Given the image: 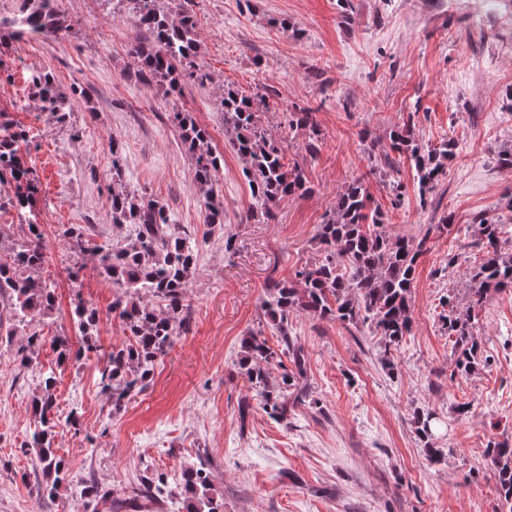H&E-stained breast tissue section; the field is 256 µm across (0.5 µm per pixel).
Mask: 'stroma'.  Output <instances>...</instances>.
<instances>
[{"label": "stroma", "mask_w": 512, "mask_h": 512, "mask_svg": "<svg viewBox=\"0 0 512 512\" xmlns=\"http://www.w3.org/2000/svg\"><path fill=\"white\" fill-rule=\"evenodd\" d=\"M62 7L70 24L64 39L0 42L11 73L0 81V112L28 133L21 149L39 183L34 221L52 256L41 275L58 300L55 315L34 326L41 342L28 344L20 333L0 344V512H94L79 495L85 482L128 488L161 472L174 483L199 463L224 512H512L482 456L488 441L512 442V289L488 292L472 310L465 274L482 259L474 217L512 213V168L496 163L498 151H512V0H493L482 12L471 0H193L198 61L211 81L185 85L177 97L139 78L126 13L108 12L102 0ZM39 68L63 88L87 91L71 126L39 110L29 82ZM228 88L248 96L276 90L261 125L309 186L280 200L268 219L251 216L243 162L224 132ZM295 103L314 110L316 153L306 149L307 131L288 127L285 110ZM175 107L205 127L224 156L223 229L205 223L193 161L169 120ZM404 125L424 146L459 144L445 179L424 197L409 160L394 170L384 162L390 131ZM115 140L127 187L164 203L199 247L187 290L190 328L118 415L101 390L102 362H60L51 343L65 336L80 344L65 224L86 230L79 284L100 313L103 351L124 338L109 312L112 282L92 254L123 234L112 222ZM358 178L383 231L429 235L412 288L413 333L392 353L397 372L381 364L379 339L367 329L301 313L293 340L306 360L305 403L286 425L258 404L240 418L251 389L237 366L239 341L254 332L278 346L263 315L267 289L318 261L317 226ZM446 216L447 231H436ZM451 293L491 357L467 377L452 374L440 320ZM23 354L29 365H21ZM50 372L60 413L77 410L79 424L58 429L54 446L68 477L44 501L45 477L26 442ZM463 403L465 415L457 411ZM419 408L437 417L442 464L428 462L416 437Z\"/></svg>", "instance_id": "1"}]
</instances>
